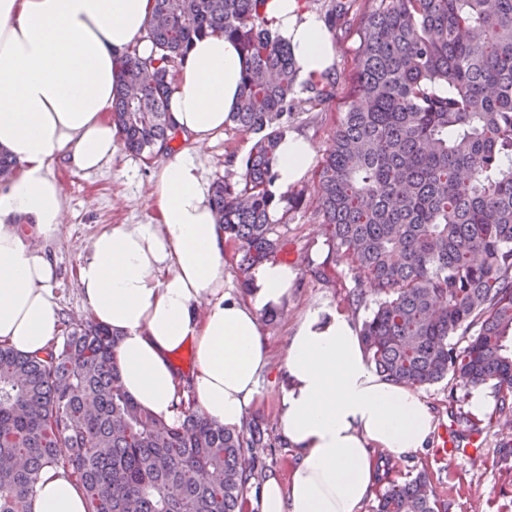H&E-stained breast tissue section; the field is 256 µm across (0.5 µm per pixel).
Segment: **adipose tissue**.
Returning a JSON list of instances; mask_svg holds the SVG:
<instances>
[{
	"label": "adipose tissue",
	"instance_id": "1",
	"mask_svg": "<svg viewBox=\"0 0 512 512\" xmlns=\"http://www.w3.org/2000/svg\"><path fill=\"white\" fill-rule=\"evenodd\" d=\"M154 0H0V150L15 161L0 183V343L43 355L59 339L56 267L20 236L34 219L55 236L64 198L51 173L108 166L118 148L112 101L129 53L156 58L146 37ZM267 18L289 44L298 84L326 73L334 48L304 0H268ZM244 58L220 34L195 38L176 71L169 118L188 147L166 154L153 182L150 224H114L93 239L77 271L84 308L118 332L115 363L126 392L171 421L184 384L224 426L238 427L266 374L260 318L287 303L295 272L268 259L244 295L224 289L227 237L197 155L218 134L241 90ZM317 147L288 133L276 149L271 185L281 194L306 179ZM194 349L190 374L172 356ZM280 423L300 457L289 480L268 475L260 512H360L374 488L370 449L402 457L426 447L433 415L418 391L382 377L345 314L309 309L289 340ZM32 512H85L81 488L45 468Z\"/></svg>",
	"mask_w": 512,
	"mask_h": 512
}]
</instances>
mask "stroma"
Instances as JSON below:
<instances>
[{
	"label": "stroma",
	"instance_id": "stroma-1",
	"mask_svg": "<svg viewBox=\"0 0 512 512\" xmlns=\"http://www.w3.org/2000/svg\"><path fill=\"white\" fill-rule=\"evenodd\" d=\"M336 48L334 69L337 76L335 99L318 108H311L304 97L294 105L295 130L312 140L318 149H326L340 112L354 85L353 58L359 46L357 25L330 32ZM251 147L248 136L227 129L216 136L201 154V164L208 180H215L227 171V156L244 157ZM161 162L160 157L144 159L125 150H118L109 167L91 175L73 174L61 164L52 172L62 186L65 222L53 238L37 235L34 225H21L24 236L33 238L56 266L55 292L62 321L74 324L88 320L90 314L82 306L76 286L80 259L94 236L111 224H149L155 218L148 198L150 184ZM281 231L286 240L280 259L292 267L297 277L286 309L273 319H261L262 338L268 348V371L260 382L259 392L245 418L260 424L266 447L255 452L254 473L243 497V512H259L256 489L260 478L268 472L289 477L297 463V455L283 436L279 421L280 381L288 349V339L309 308L324 306L345 313L355 325L371 316L373 299L361 306L349 305L346 296L353 283L344 278L324 235L322 217L316 209L288 217ZM321 267L325 279L311 277L310 267ZM437 427L447 426L450 413L462 415L458 430L463 439L479 436L476 456L440 457L436 451L438 437H431L427 447L402 459L392 458L384 448H375L371 456L376 465L375 492L384 491L391 483L426 473L433 486L448 501V512H512V461H502L498 443L503 436H512V427L493 419L489 413L474 414L471 409L473 387H458L449 393L445 383L422 388Z\"/></svg>",
	"mask_w": 512,
	"mask_h": 512
}]
</instances>
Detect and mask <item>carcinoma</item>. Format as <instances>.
<instances>
[{"label": "carcinoma", "mask_w": 512, "mask_h": 512, "mask_svg": "<svg viewBox=\"0 0 512 512\" xmlns=\"http://www.w3.org/2000/svg\"><path fill=\"white\" fill-rule=\"evenodd\" d=\"M265 2L155 0L147 36L159 58L127 56L112 105L124 149H169L173 69L196 36L233 41L245 68L229 124L252 145L242 172L212 190L242 287L283 250L280 223L316 194L328 247L354 282L348 303L376 296L360 336L377 372L413 389L446 380L451 394L489 384L494 417L511 423L512 0H369L363 16L359 0H331L330 28L362 17L355 87L317 184L278 197L297 68ZM303 90L328 104L336 73ZM117 344L91 319L42 357L0 344V512H31L48 465L82 488L86 512H239L262 428H228L192 399L175 422L153 415L124 390ZM373 512H448V502L419 473L387 487Z\"/></svg>", "instance_id": "1"}]
</instances>
